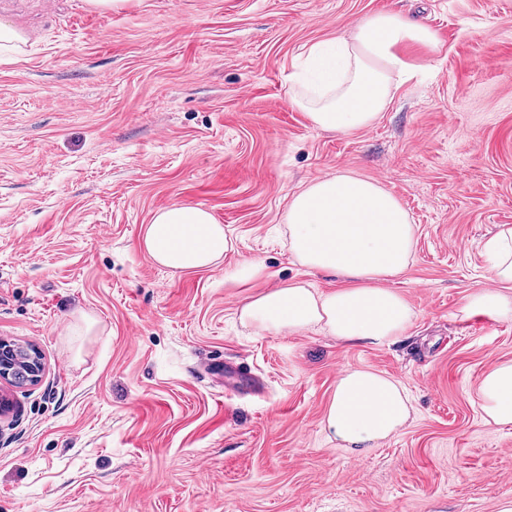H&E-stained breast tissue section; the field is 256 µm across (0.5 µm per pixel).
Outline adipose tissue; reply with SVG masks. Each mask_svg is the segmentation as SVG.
Listing matches in <instances>:
<instances>
[{
    "instance_id": "obj_1",
    "label": "adipose tissue",
    "mask_w": 512,
    "mask_h": 512,
    "mask_svg": "<svg viewBox=\"0 0 512 512\" xmlns=\"http://www.w3.org/2000/svg\"><path fill=\"white\" fill-rule=\"evenodd\" d=\"M410 47L440 49L427 27L394 12L372 14L333 44L310 47L305 67L293 76L291 100L320 130L370 127L394 88L419 76L406 55ZM286 220L297 262L311 271L332 272L341 284L327 293L300 280L268 286L262 263L241 262L229 283L252 291L239 309L243 324L269 335L317 328L343 347L382 346L408 331L415 313L387 282L409 266L415 228L391 193L371 179L330 175L293 195ZM141 247L157 265L178 272L215 265L232 244L208 210L174 204L145 227ZM484 250L491 258L490 283L469 290L461 313L512 320V225H498ZM478 398L486 423L512 424L511 361L484 375ZM410 414V398L400 381L352 368L337 380L322 425L340 447L371 448L396 434Z\"/></svg>"
}]
</instances>
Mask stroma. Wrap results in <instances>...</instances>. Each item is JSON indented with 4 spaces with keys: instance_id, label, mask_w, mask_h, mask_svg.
<instances>
[{
    "instance_id": "stroma-1",
    "label": "stroma",
    "mask_w": 512,
    "mask_h": 512,
    "mask_svg": "<svg viewBox=\"0 0 512 512\" xmlns=\"http://www.w3.org/2000/svg\"><path fill=\"white\" fill-rule=\"evenodd\" d=\"M393 11L439 52L371 127L317 129L289 101L310 46ZM29 42L0 63V338L36 346L37 385L0 432V512H502L512 425L477 388L512 361V321L466 320L481 244L512 225V0H0ZM351 171L415 225L390 282L416 313L384 345L241 323L263 261L270 284L327 292L288 247L291 195ZM201 206L232 247L170 272L140 247L156 212ZM95 324L78 336L79 314ZM347 368L393 376L412 416L362 450L322 428Z\"/></svg>"
}]
</instances>
